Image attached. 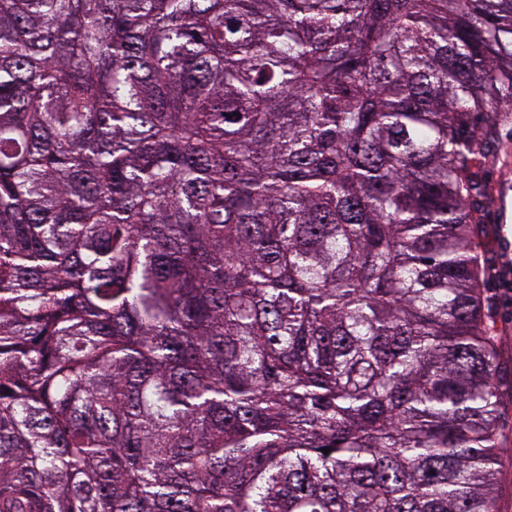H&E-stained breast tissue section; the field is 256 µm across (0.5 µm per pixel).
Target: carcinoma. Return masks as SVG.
Instances as JSON below:
<instances>
[{
    "instance_id": "obj_1",
    "label": "carcinoma",
    "mask_w": 512,
    "mask_h": 512,
    "mask_svg": "<svg viewBox=\"0 0 512 512\" xmlns=\"http://www.w3.org/2000/svg\"><path fill=\"white\" fill-rule=\"evenodd\" d=\"M511 103L512 0H0V512H497ZM507 113L509 123L502 132L498 158L481 175L492 190L487 222L493 233L487 240V249L493 270L485 288H489L487 293L495 303L498 319L506 328L500 345L501 359L512 372V112Z\"/></svg>"
}]
</instances>
